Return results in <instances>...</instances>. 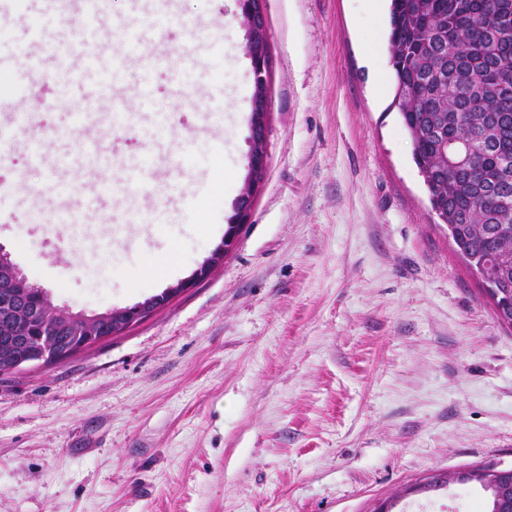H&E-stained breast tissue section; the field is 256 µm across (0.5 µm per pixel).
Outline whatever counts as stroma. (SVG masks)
Returning <instances> with one entry per match:
<instances>
[{
	"mask_svg": "<svg viewBox=\"0 0 512 512\" xmlns=\"http://www.w3.org/2000/svg\"><path fill=\"white\" fill-rule=\"evenodd\" d=\"M389 0H264L267 170L210 276L123 333L0 375V512H372L434 472L512 464V327L431 208L394 100ZM112 0L103 25L0 0V56L33 65L40 107L0 144V245L56 306L130 307L221 244L250 154L251 60L238 0H171L149 54L96 109L87 47L155 16ZM205 26H195V19ZM151 83L149 106L134 96ZM167 112V133L152 127ZM48 159L99 140L110 160L191 152L98 217L59 219ZM43 220H28L31 208ZM483 512L477 487L405 498Z\"/></svg>",
	"mask_w": 512,
	"mask_h": 512,
	"instance_id": "obj_1",
	"label": "stroma"
}]
</instances>
